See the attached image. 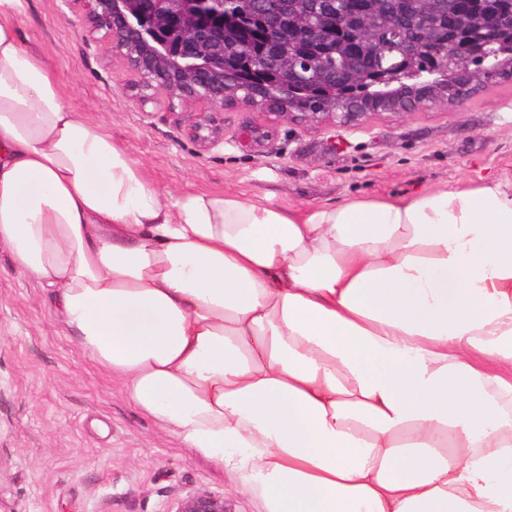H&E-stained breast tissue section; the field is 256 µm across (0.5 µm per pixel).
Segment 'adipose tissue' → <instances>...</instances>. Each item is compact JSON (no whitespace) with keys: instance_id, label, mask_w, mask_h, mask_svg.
Here are the masks:
<instances>
[{"instance_id":"adipose-tissue-1","label":"adipose tissue","mask_w":512,"mask_h":512,"mask_svg":"<svg viewBox=\"0 0 512 512\" xmlns=\"http://www.w3.org/2000/svg\"><path fill=\"white\" fill-rule=\"evenodd\" d=\"M0 0V250L255 512H512V179L167 199Z\"/></svg>"}]
</instances>
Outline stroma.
Wrapping results in <instances>:
<instances>
[{
    "mask_svg": "<svg viewBox=\"0 0 512 512\" xmlns=\"http://www.w3.org/2000/svg\"><path fill=\"white\" fill-rule=\"evenodd\" d=\"M88 26L81 0H30L21 21L67 104L141 162L162 195L230 192L299 207L512 176V80L341 129L228 104L224 143L204 152L190 136L204 104L160 97L140 107L123 58ZM253 127L271 132L261 146L247 139ZM224 488L222 472L130 404L54 320L49 294L0 252V512H169L188 492Z\"/></svg>",
    "mask_w": 512,
    "mask_h": 512,
    "instance_id": "35a3bbf8",
    "label": "stroma"
}]
</instances>
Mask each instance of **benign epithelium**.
<instances>
[{
    "mask_svg": "<svg viewBox=\"0 0 512 512\" xmlns=\"http://www.w3.org/2000/svg\"><path fill=\"white\" fill-rule=\"evenodd\" d=\"M94 28L104 32L112 50L125 60L140 88L145 107L161 95L182 106L203 103L193 113V138L203 150L224 142V104L271 109L310 125L347 126L368 111L356 108L348 88L365 83L383 95L386 107L398 96L419 90L456 102V80L471 73V56L458 39L477 40L486 48L481 70L512 80V2L494 23L471 0L466 8L447 9L437 0H400L402 8L382 20L376 0L354 19L353 40L371 49L364 64L327 70L322 62L343 55L349 41L339 34L336 13L341 0H315L321 23L311 26L297 8L284 0H83ZM258 16L262 51L253 54L258 71L268 75L256 88L243 90L242 64L251 44L241 36V15ZM427 30L448 28V40L431 46L425 39L405 37L406 21ZM169 512H233L224 495L206 490L179 498Z\"/></svg>",
    "mask_w": 512,
    "mask_h": 512,
    "instance_id": "1",
    "label": "benign epithelium"
}]
</instances>
